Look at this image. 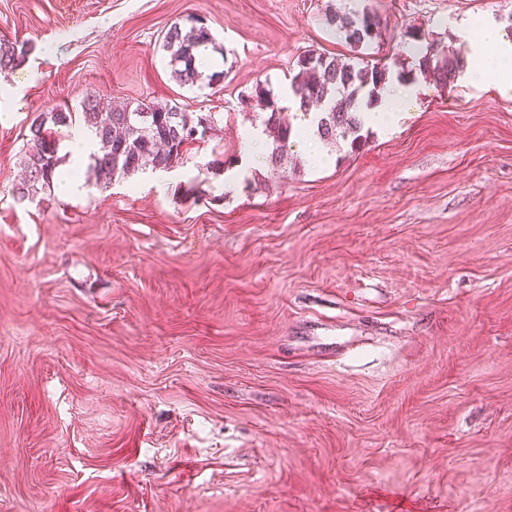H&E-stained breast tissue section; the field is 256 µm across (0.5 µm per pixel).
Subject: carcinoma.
I'll list each match as a JSON object with an SVG mask.
<instances>
[{
    "instance_id": "1",
    "label": "carcinoma",
    "mask_w": 512,
    "mask_h": 512,
    "mask_svg": "<svg viewBox=\"0 0 512 512\" xmlns=\"http://www.w3.org/2000/svg\"><path fill=\"white\" fill-rule=\"evenodd\" d=\"M325 20L335 27L339 37L352 48H367L380 39L382 22L378 14L365 9L341 11L333 3L325 7ZM188 28L173 23L167 30L163 48L170 56L172 75L181 84L195 85L202 79L198 69V51L213 43L205 23L192 19ZM403 37L414 42L425 41L414 57L415 68L395 73L387 63H369L362 58H340L315 49L306 50L295 61V73L290 78L288 98L301 118L308 116L310 106L322 107L317 113L316 131L325 141L342 140L354 150L360 149L366 137L361 134L362 123L357 105L364 100L370 104L378 99L385 84L396 76H423L433 72L444 82L455 79L464 58L448 49L444 41L431 38L416 29H407ZM28 54L23 43L0 39V73L17 67ZM242 103L267 113L265 127L273 134L267 161L275 167L287 151L292 126L281 121L280 99L274 90L263 83L256 84ZM81 111L55 107L38 113L29 126V148L21 164L27 177L15 188L14 199L19 202L33 199L38 187L48 188L59 163L58 147L52 138V128L86 126L93 136L96 150L90 153L92 170L109 178L129 176L147 167L169 169L192 147L200 142L194 130L204 121L214 124L210 112L188 111L177 104L139 103L102 113L95 100L85 96Z\"/></svg>"
}]
</instances>
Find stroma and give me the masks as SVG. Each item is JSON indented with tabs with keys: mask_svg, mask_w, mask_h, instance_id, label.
Segmentation results:
<instances>
[{
	"mask_svg": "<svg viewBox=\"0 0 512 512\" xmlns=\"http://www.w3.org/2000/svg\"><path fill=\"white\" fill-rule=\"evenodd\" d=\"M327 0H0V512H512V98L417 77L365 146L289 150L224 189ZM448 41L512 0H336ZM204 19V81L171 73ZM23 96H16V88ZM152 100L215 115L183 163L23 203L33 113ZM188 29L180 23H173L167 30L163 48L170 56L172 75L181 84L195 85L202 79V72L198 69V51L212 45L213 38L205 23L200 19L192 18ZM28 51L24 43L0 39V73L17 67L24 60Z\"/></svg>",
	"mask_w": 512,
	"mask_h": 512,
	"instance_id": "35a3bbf8",
	"label": "stroma"
}]
</instances>
